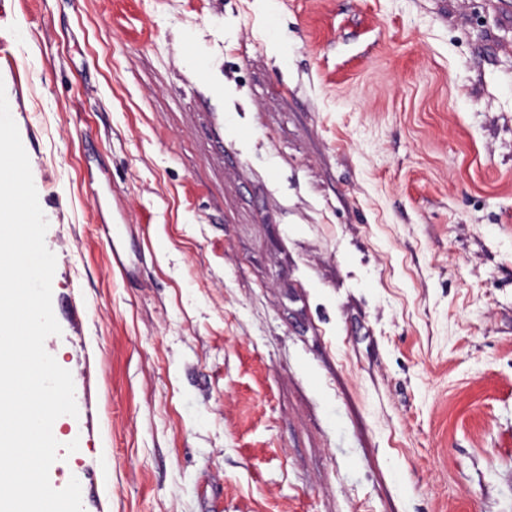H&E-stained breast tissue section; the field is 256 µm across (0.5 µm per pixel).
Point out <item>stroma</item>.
Here are the masks:
<instances>
[{"label":"stroma","instance_id":"stroma-1","mask_svg":"<svg viewBox=\"0 0 512 512\" xmlns=\"http://www.w3.org/2000/svg\"><path fill=\"white\" fill-rule=\"evenodd\" d=\"M254 2L0 0L78 408L52 486L512 512V0Z\"/></svg>","mask_w":512,"mask_h":512}]
</instances>
